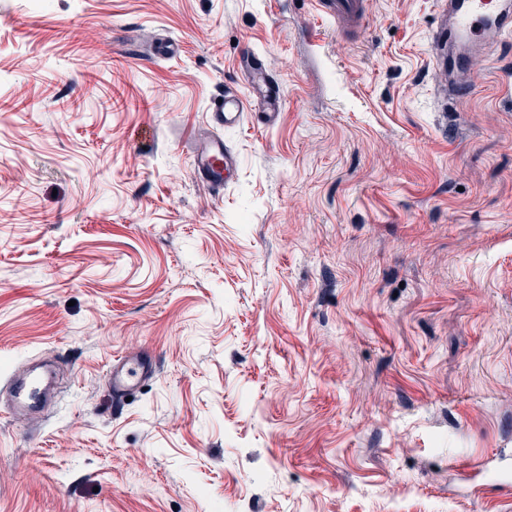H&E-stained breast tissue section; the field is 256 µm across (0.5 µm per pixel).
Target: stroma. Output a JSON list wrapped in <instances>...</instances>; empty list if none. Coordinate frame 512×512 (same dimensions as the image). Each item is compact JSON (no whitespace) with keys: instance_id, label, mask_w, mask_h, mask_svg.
Here are the masks:
<instances>
[{"instance_id":"obj_1","label":"stroma","mask_w":512,"mask_h":512,"mask_svg":"<svg viewBox=\"0 0 512 512\" xmlns=\"http://www.w3.org/2000/svg\"><path fill=\"white\" fill-rule=\"evenodd\" d=\"M367 6L0 0V512H512V38L451 101L433 0ZM253 51L283 110L218 195ZM319 10L328 14L340 25L363 29L367 25L366 1L364 0H320ZM194 151L192 154L195 173L213 188L220 190L227 186L237 171V157L224 149V141L207 132L194 133ZM224 173V177L222 175ZM154 374L153 363L139 354L118 357L112 364L108 378L112 394L121 397L152 379ZM44 377L42 375H31L25 383L13 386V399L10 411L12 413L31 411L39 402L43 390Z\"/></svg>"}]
</instances>
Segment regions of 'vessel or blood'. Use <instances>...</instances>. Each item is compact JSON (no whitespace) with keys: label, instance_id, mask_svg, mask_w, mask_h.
Masks as SVG:
<instances>
[{"label":"vessel or blood","instance_id":"1","mask_svg":"<svg viewBox=\"0 0 512 512\" xmlns=\"http://www.w3.org/2000/svg\"><path fill=\"white\" fill-rule=\"evenodd\" d=\"M321 12L336 19L338 24L365 28L367 25L365 0H319ZM512 33V0H440L437 20V39L448 50V91L452 96L464 95L470 88L461 64L463 46L495 39ZM250 95L241 98L224 95L210 103L211 117L216 125L239 126L248 113H260L266 126L275 125L282 105V95L265 71L253 62L243 66ZM192 154L195 173L213 188L227 186L237 171V157L225 150L222 139L209 133L195 132ZM154 376V366L140 355L118 357L109 373V384L114 396L120 397L141 386ZM44 378L30 376L25 383L15 386L12 412L30 411L37 407Z\"/></svg>","mask_w":512,"mask_h":512}]
</instances>
